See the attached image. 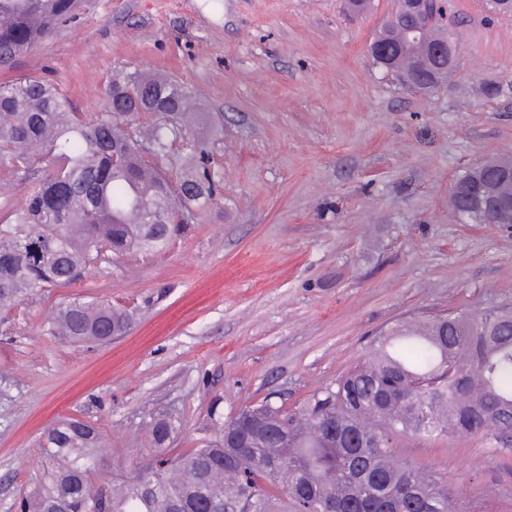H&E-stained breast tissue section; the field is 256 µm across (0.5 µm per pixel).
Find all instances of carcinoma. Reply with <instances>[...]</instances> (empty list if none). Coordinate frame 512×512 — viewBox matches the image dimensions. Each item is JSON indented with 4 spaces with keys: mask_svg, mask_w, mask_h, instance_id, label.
<instances>
[{
    "mask_svg": "<svg viewBox=\"0 0 512 512\" xmlns=\"http://www.w3.org/2000/svg\"><path fill=\"white\" fill-rule=\"evenodd\" d=\"M73 0H0V65L36 44L44 4L60 23ZM414 40L397 24L378 30L374 61L393 71L420 61L438 84L456 69V54L431 55L451 43L442 8ZM191 91L175 80L128 75L108 85L102 112L89 122L72 112L54 87L39 80L0 87V163L30 175L34 155L53 168L32 189L14 221L0 225V309L46 287L68 286L92 268L131 249L160 251L212 201L207 164L211 138L194 135L202 114L186 117ZM152 117L135 129L131 117ZM183 152H172L175 144ZM486 177L512 197V172L482 163L452 185L454 213L468 201L457 190L471 175ZM131 315L110 303L79 298L61 304L54 333L85 345L112 341ZM228 422L239 441L228 463L221 439L203 441L122 481L96 485L105 466L103 437L92 424L63 418L41 436V466L18 512H274L277 489L299 512H456L434 474L395 463L396 440L478 434L512 427V310L423 315L378 333L372 355L335 384L313 393L294 414L269 400ZM326 422L323 435L310 436ZM174 431L165 416L152 434L164 445Z\"/></svg>",
    "mask_w": 512,
    "mask_h": 512,
    "instance_id": "carcinoma-1",
    "label": "carcinoma"
}]
</instances>
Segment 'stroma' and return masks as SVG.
I'll list each match as a JSON object with an SVG mask.
<instances>
[{
	"label": "stroma",
	"mask_w": 512,
	"mask_h": 512,
	"mask_svg": "<svg viewBox=\"0 0 512 512\" xmlns=\"http://www.w3.org/2000/svg\"><path fill=\"white\" fill-rule=\"evenodd\" d=\"M359 20L343 0H81L71 21L0 65V86L38 78L83 120L119 72L168 77L224 125L211 147L221 192L155 253L131 252L0 319V512L37 473L39 438L61 417L95 424L107 472L214 438L264 400L295 407L363 360L409 316L512 307V226L459 223L448 206L471 166L512 156V15L448 0L459 64L419 93L374 63L393 0ZM135 314L94 348L54 336L60 303ZM177 429L163 448L154 417ZM463 512H512V441L494 432L401 439Z\"/></svg>",
	"instance_id": "obj_1"
}]
</instances>
